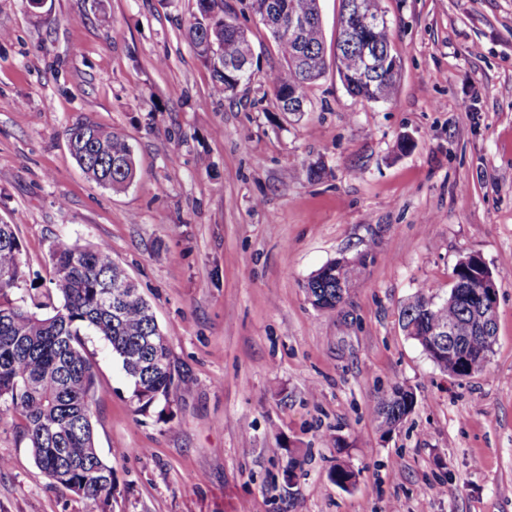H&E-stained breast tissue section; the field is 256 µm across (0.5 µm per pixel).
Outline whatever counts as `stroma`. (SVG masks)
Here are the masks:
<instances>
[{
  "mask_svg": "<svg viewBox=\"0 0 512 512\" xmlns=\"http://www.w3.org/2000/svg\"><path fill=\"white\" fill-rule=\"evenodd\" d=\"M379 5L394 99L346 92L340 0H320L328 60L293 121L265 82L286 64L239 0L224 7L254 74L222 98L187 38L196 0H0V222L18 227L27 285L45 291L57 241L106 242L169 339L160 417L137 413L120 363L86 338L107 512H512V0ZM82 121L132 144L124 190L71 156ZM362 254L345 303L313 308L309 277ZM473 254L497 287V335L488 369L461 378L399 312L419 288L446 296ZM395 383L416 406L386 435L371 410ZM0 456V512H90L49 484L11 415ZM340 460L347 488L330 477Z\"/></svg>",
  "mask_w": 512,
  "mask_h": 512,
  "instance_id": "obj_1",
  "label": "stroma"
}]
</instances>
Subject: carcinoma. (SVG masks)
I'll use <instances>...</instances> for the list:
<instances>
[{"mask_svg":"<svg viewBox=\"0 0 512 512\" xmlns=\"http://www.w3.org/2000/svg\"><path fill=\"white\" fill-rule=\"evenodd\" d=\"M351 0H341L339 26L353 28L350 41L336 37V70L354 98L388 102L396 93L398 74L382 69L361 71L359 49L364 39L382 49L390 46L388 22L364 36L360 18L349 10ZM280 10L269 32L287 64V72L270 73V87L279 111L291 114L308 105V89L325 69L324 38L318 0H277ZM313 16L299 34L289 29L293 18ZM213 28L203 14L194 16L188 38L196 56L210 68L213 91L232 93L237 81L224 75V63L242 57L248 41L245 29ZM222 46L224 60L209 55L210 45ZM69 149L82 171L100 185L119 191L137 176L132 145L115 131L85 121L70 129ZM53 288L31 298L38 314L26 305L21 291L27 283L22 246L15 225L0 224V420L10 412L20 419L21 438L31 449L38 468L49 483L72 492L96 507L112 498V466L96 448L92 424L95 386L93 363L84 336L100 337L121 364L138 411H158L163 416L175 385L167 336L159 328L150 303L140 294L127 272L112 259L108 245L83 247L60 241L50 253ZM475 278L455 270V282L441 301L421 288L402 309L406 335L439 368L458 377L482 371L487 360L477 356L486 338L473 329L474 303L470 292ZM307 298L315 309L330 311L342 301L336 274L329 265L308 279ZM451 326L455 334L441 340L430 352L422 331L431 326ZM413 392L400 385L378 398L373 413L382 433H391L412 413Z\"/></svg>","mask_w":512,"mask_h":512,"instance_id":"cac0c4a2","label":"carcinoma"}]
</instances>
